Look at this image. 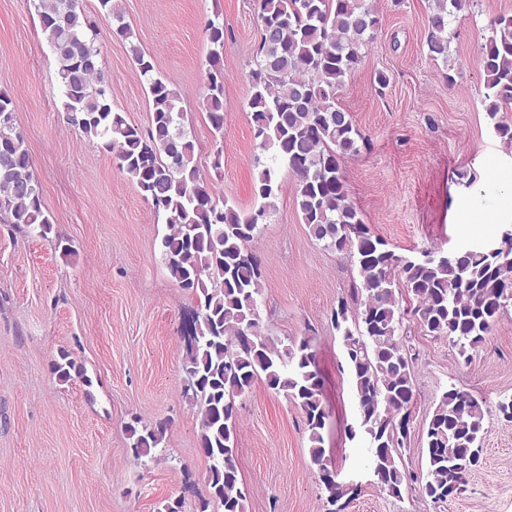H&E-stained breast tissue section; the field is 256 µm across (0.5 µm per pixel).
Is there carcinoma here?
<instances>
[{
    "instance_id": "obj_1",
    "label": "carcinoma",
    "mask_w": 512,
    "mask_h": 512,
    "mask_svg": "<svg viewBox=\"0 0 512 512\" xmlns=\"http://www.w3.org/2000/svg\"><path fill=\"white\" fill-rule=\"evenodd\" d=\"M98 13L117 22L130 42L133 64L146 81L152 107L148 125L129 122L114 108L100 60L98 27L79 0H39L40 30L56 60L66 119L88 139L101 141L116 167L136 183L169 233L158 243L175 284L192 294L196 308L184 336V396L196 407L199 451L207 461L206 494L196 512H246L247 490L237 465L236 399L262 378L268 390L299 408L309 457L327 503L355 491L337 481L323 447L329 415L312 338L278 345L261 330V263L250 244L259 222L276 210L277 164L296 179L295 205L310 235L326 249L348 255L357 268L330 320L340 333L353 389L357 427L372 484L398 501L419 496L442 506L460 494L472 471V450L483 447L485 408L473 393L451 385L424 428L425 472L405 468L402 448L416 399L412 321L424 336L448 340L463 356L482 347L512 307V236L447 254L423 250L398 255L374 235L348 201L342 175L346 157L368 146L349 113L337 104L344 78L360 63L381 28L366 0H253L258 30L249 101L254 139L271 152L256 161L255 195L261 203L244 214L218 196L195 161V143L183 126L178 93L156 72L153 57L132 42L114 0H97ZM465 0H432L425 45L433 60L448 61L450 17ZM202 106L214 141L213 168H221L224 140V23L206 28ZM477 63L484 74L482 103L495 135L512 146V14L493 22ZM18 102L0 88V222L31 237L54 235L55 249L74 253L53 234L42 189L24 135L15 125ZM408 297L410 307L400 299ZM76 370L62 349L51 364L61 382ZM166 420L139 416L126 426L130 450L153 462L168 430Z\"/></svg>"
}]
</instances>
